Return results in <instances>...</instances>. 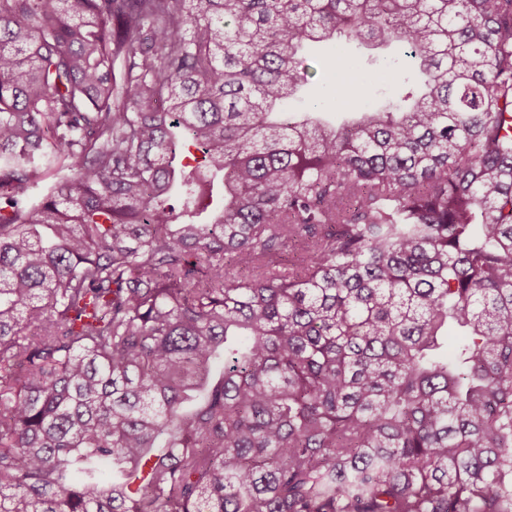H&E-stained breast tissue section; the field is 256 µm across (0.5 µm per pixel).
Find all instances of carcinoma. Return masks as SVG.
Returning <instances> with one entry per match:
<instances>
[{
  "instance_id": "1",
  "label": "carcinoma",
  "mask_w": 512,
  "mask_h": 512,
  "mask_svg": "<svg viewBox=\"0 0 512 512\" xmlns=\"http://www.w3.org/2000/svg\"><path fill=\"white\" fill-rule=\"evenodd\" d=\"M0 512H512V0H0ZM305 60L309 68L308 80L297 97L290 100L288 108L301 112L307 100H318L328 106L327 118L340 123L347 117L349 104L335 101L336 71L341 68L335 49L331 45H315L305 55ZM360 60V69L349 72L347 81L357 88L359 100L381 105L388 100L395 101L407 92L414 95L420 90L422 75L416 63L391 48H355ZM385 71L388 79L374 82L366 79L372 71Z\"/></svg>"
}]
</instances>
